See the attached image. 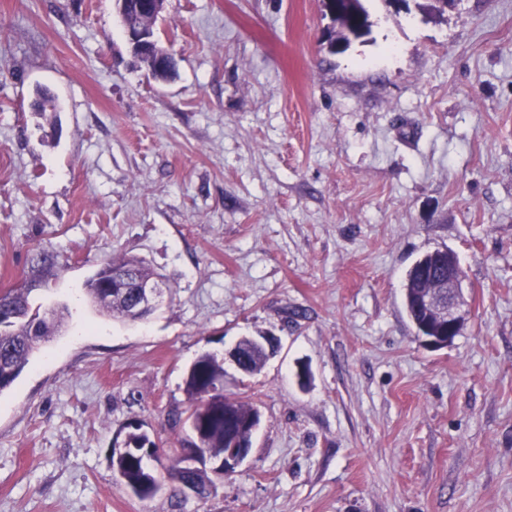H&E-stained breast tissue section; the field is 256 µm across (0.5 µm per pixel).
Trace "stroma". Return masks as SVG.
Instances as JSON below:
<instances>
[{
	"label": "stroma",
	"instance_id": "stroma-1",
	"mask_svg": "<svg viewBox=\"0 0 512 512\" xmlns=\"http://www.w3.org/2000/svg\"><path fill=\"white\" fill-rule=\"evenodd\" d=\"M331 52L322 0H165L176 71L133 58L114 0H0V291L58 256L31 313L56 338L0 394V512H512V0H361ZM445 248L469 318L431 349L406 272ZM163 275L139 323L84 284ZM272 336L249 457L207 498L139 499L128 423L175 456L184 375ZM84 290L89 300L95 306H97L99 309L106 313L112 314V317L117 315L122 320H126L129 322L141 321L140 319L137 320L136 317H130L128 315L126 304L124 301H117L113 299L112 301L106 300L107 288L99 287L93 282L88 281L84 287Z\"/></svg>",
	"mask_w": 512,
	"mask_h": 512
}]
</instances>
